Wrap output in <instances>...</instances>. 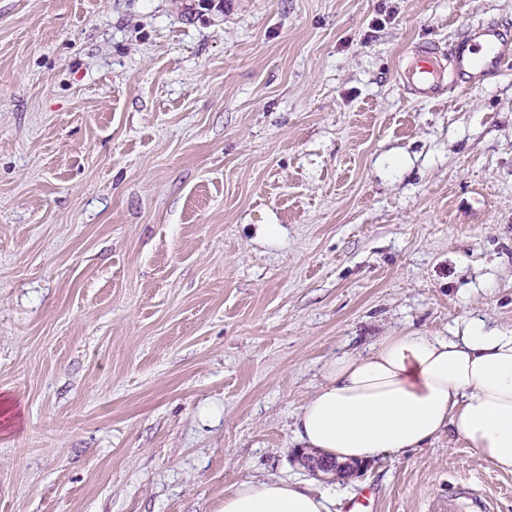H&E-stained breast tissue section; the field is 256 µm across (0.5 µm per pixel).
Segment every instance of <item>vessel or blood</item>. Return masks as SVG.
Returning <instances> with one entry per match:
<instances>
[{
    "mask_svg": "<svg viewBox=\"0 0 512 512\" xmlns=\"http://www.w3.org/2000/svg\"><path fill=\"white\" fill-rule=\"evenodd\" d=\"M512 57V41L497 26L470 25L450 50L422 43L416 45L398 77L410 97L419 102L443 95L449 80L480 81L498 71ZM430 512H492L487 498L459 490L433 498Z\"/></svg>",
    "mask_w": 512,
    "mask_h": 512,
    "instance_id": "vessel-or-blood-1",
    "label": "vessel or blood"
}]
</instances>
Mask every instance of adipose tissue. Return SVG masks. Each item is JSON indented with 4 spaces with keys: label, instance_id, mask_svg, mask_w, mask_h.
<instances>
[{
    "label": "adipose tissue",
    "instance_id": "adipose-tissue-1",
    "mask_svg": "<svg viewBox=\"0 0 512 512\" xmlns=\"http://www.w3.org/2000/svg\"><path fill=\"white\" fill-rule=\"evenodd\" d=\"M304 447L346 462L419 448L452 434L512 473V330L476 315L460 335L394 334L365 355L330 361L294 422ZM222 512H329L296 481L247 480Z\"/></svg>",
    "mask_w": 512,
    "mask_h": 512
}]
</instances>
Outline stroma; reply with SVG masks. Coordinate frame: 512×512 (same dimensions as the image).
<instances>
[{
    "mask_svg": "<svg viewBox=\"0 0 512 512\" xmlns=\"http://www.w3.org/2000/svg\"><path fill=\"white\" fill-rule=\"evenodd\" d=\"M512 0H0V512H376L512 473L460 439L337 478L294 419L342 353L512 330V62L417 102L421 42ZM328 499L303 483L282 479L247 480L224 493L221 512H329Z\"/></svg>",
    "mask_w": 512,
    "mask_h": 512,
    "instance_id": "stroma-1",
    "label": "stroma"
}]
</instances>
